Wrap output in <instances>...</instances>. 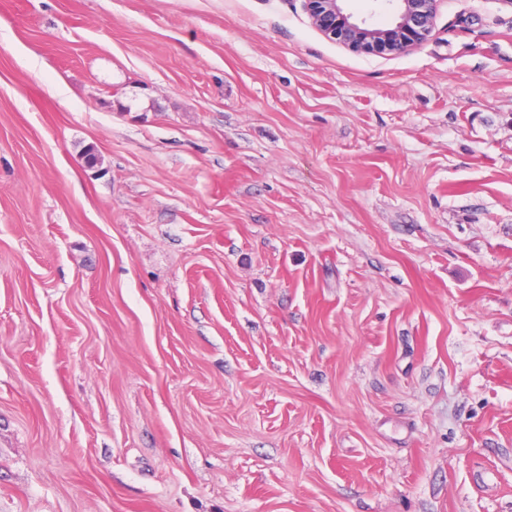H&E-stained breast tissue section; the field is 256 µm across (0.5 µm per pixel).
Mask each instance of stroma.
<instances>
[{"instance_id": "35a3bbf8", "label": "stroma", "mask_w": 512, "mask_h": 512, "mask_svg": "<svg viewBox=\"0 0 512 512\" xmlns=\"http://www.w3.org/2000/svg\"><path fill=\"white\" fill-rule=\"evenodd\" d=\"M0 512H512V7L0 0ZM303 2L312 24L329 39L356 52L399 54L429 38L440 0H388L396 2V11L387 26L354 19L344 10L343 0Z\"/></svg>"}]
</instances>
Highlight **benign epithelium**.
Returning <instances> with one entry per match:
<instances>
[{
    "label": "benign epithelium",
    "mask_w": 512,
    "mask_h": 512,
    "mask_svg": "<svg viewBox=\"0 0 512 512\" xmlns=\"http://www.w3.org/2000/svg\"><path fill=\"white\" fill-rule=\"evenodd\" d=\"M312 24L326 37L367 54H399L426 41L440 0H394L395 18L387 26L356 20L343 0H303Z\"/></svg>",
    "instance_id": "1"
}]
</instances>
